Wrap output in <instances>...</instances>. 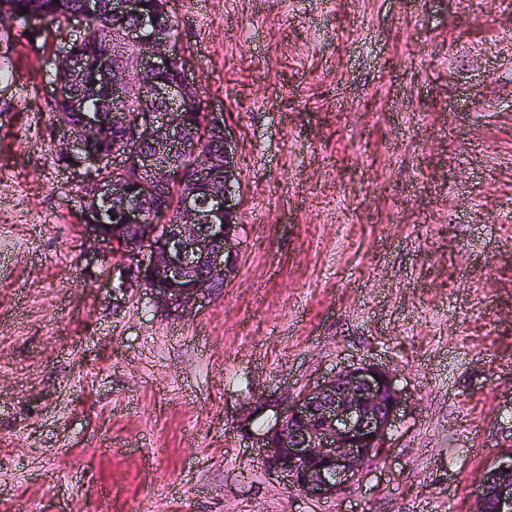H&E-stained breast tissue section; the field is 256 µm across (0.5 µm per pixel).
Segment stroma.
Wrapping results in <instances>:
<instances>
[{
	"label": "stroma",
	"mask_w": 512,
	"mask_h": 512,
	"mask_svg": "<svg viewBox=\"0 0 512 512\" xmlns=\"http://www.w3.org/2000/svg\"><path fill=\"white\" fill-rule=\"evenodd\" d=\"M224 115L239 262L183 316L83 224L48 104L71 19L0 54V512H473L512 455V0H170ZM389 370L390 450L336 498L255 449Z\"/></svg>",
	"instance_id": "1"
}]
</instances>
